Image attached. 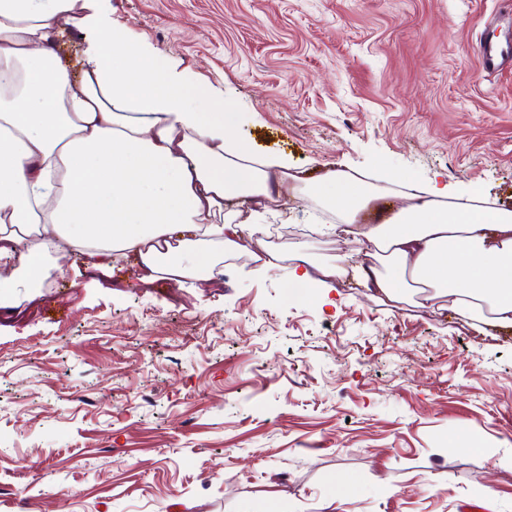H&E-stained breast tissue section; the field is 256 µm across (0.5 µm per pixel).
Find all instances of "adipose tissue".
Here are the masks:
<instances>
[{
	"label": "adipose tissue",
	"instance_id": "ef3b65f1",
	"mask_svg": "<svg viewBox=\"0 0 512 512\" xmlns=\"http://www.w3.org/2000/svg\"><path fill=\"white\" fill-rule=\"evenodd\" d=\"M72 29L75 62L59 45ZM202 94L96 0H0V288L36 276L43 255L74 252L99 268L130 257L145 281L221 274L218 256L261 231L244 207L277 201L298 177L287 157L247 144L237 113L198 111ZM405 188L403 207L364 225L355 216L374 190L356 175L333 170L308 192L369 257L355 273L373 297L411 282L512 329V209L451 201L435 181ZM291 250V281L328 288L344 273Z\"/></svg>",
	"mask_w": 512,
	"mask_h": 512
}]
</instances>
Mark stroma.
Instances as JSON below:
<instances>
[{
  "label": "stroma",
  "instance_id": "stroma-1",
  "mask_svg": "<svg viewBox=\"0 0 512 512\" xmlns=\"http://www.w3.org/2000/svg\"><path fill=\"white\" fill-rule=\"evenodd\" d=\"M504 0H103L184 62L202 112L232 106L260 152L318 179L408 176L512 209V32ZM281 250L219 279L140 281L80 254L57 290L0 294V512H512V334L445 298H373L357 277L284 291L289 242L336 262L334 214L285 196L256 214ZM480 56L484 67L489 70L498 69L509 62L511 55L503 43L496 40H485L480 45Z\"/></svg>",
  "mask_w": 512,
  "mask_h": 512
}]
</instances>
